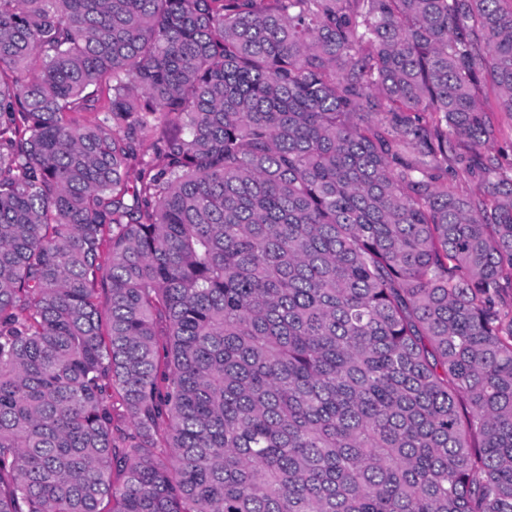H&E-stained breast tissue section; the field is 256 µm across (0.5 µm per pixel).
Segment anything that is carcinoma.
<instances>
[{
	"label": "carcinoma",
	"instance_id": "cac0c4a2",
	"mask_svg": "<svg viewBox=\"0 0 512 512\" xmlns=\"http://www.w3.org/2000/svg\"><path fill=\"white\" fill-rule=\"evenodd\" d=\"M496 112L512 0H0V512H512Z\"/></svg>",
	"mask_w": 512,
	"mask_h": 512
}]
</instances>
